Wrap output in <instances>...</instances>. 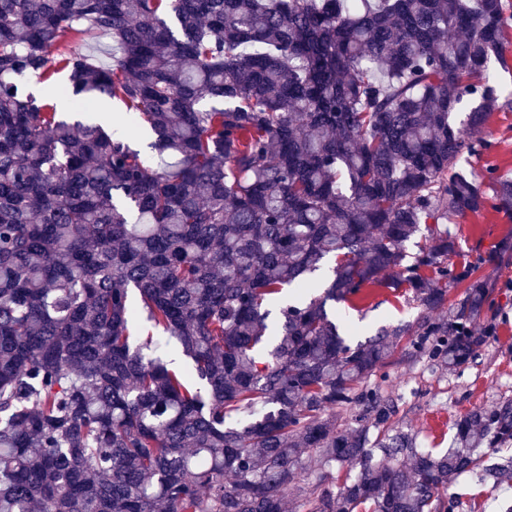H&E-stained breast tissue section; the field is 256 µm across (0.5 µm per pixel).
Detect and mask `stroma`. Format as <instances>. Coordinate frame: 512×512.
Segmentation results:
<instances>
[{"instance_id":"stroma-1","label":"stroma","mask_w":512,"mask_h":512,"mask_svg":"<svg viewBox=\"0 0 512 512\" xmlns=\"http://www.w3.org/2000/svg\"><path fill=\"white\" fill-rule=\"evenodd\" d=\"M469 143L462 165L489 180L512 178V102L500 99ZM448 227L457 239L451 258L455 272L473 271L491 290L481 323L492 327V336L472 360L453 370L425 356L395 351L383 375L368 381L393 401L396 421L415 436L419 448L433 452L451 444L459 415L512 400V217L488 205L477 213L449 217ZM423 315L408 289L377 287L348 311L346 328L349 338L358 341L400 325L419 329ZM448 493L460 502L456 512H504L512 506V479L494 489L466 474Z\"/></svg>"}]
</instances>
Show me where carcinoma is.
I'll return each mask as SVG.
<instances>
[{
    "mask_svg": "<svg viewBox=\"0 0 512 512\" xmlns=\"http://www.w3.org/2000/svg\"><path fill=\"white\" fill-rule=\"evenodd\" d=\"M506 10L0 0V512H285L290 492L304 512H455L459 476L497 487L512 402L471 409L432 455L364 385L404 340L464 364L489 289L409 340L354 343L326 305L384 286L434 312L472 276L444 224L486 204L459 158L502 96ZM72 34L110 38L112 65L51 57ZM62 71L76 106L117 99L128 124L27 91ZM493 199L512 214L511 179ZM354 406L369 424L338 422ZM337 465L356 473L334 492Z\"/></svg>",
    "mask_w": 512,
    "mask_h": 512,
    "instance_id": "obj_1",
    "label": "carcinoma"
}]
</instances>
